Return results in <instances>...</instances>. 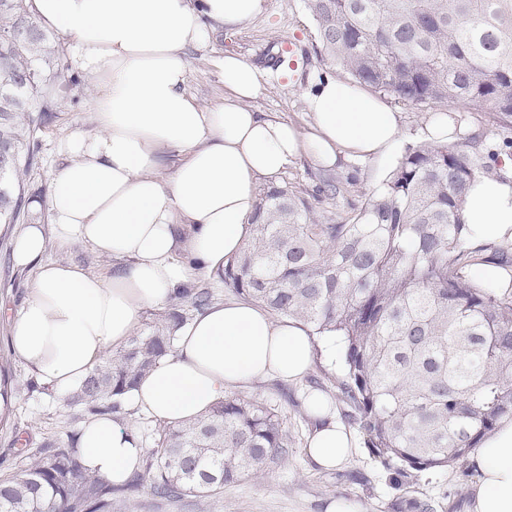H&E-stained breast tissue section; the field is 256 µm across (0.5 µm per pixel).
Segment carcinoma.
Masks as SVG:
<instances>
[{
    "mask_svg": "<svg viewBox=\"0 0 512 512\" xmlns=\"http://www.w3.org/2000/svg\"><path fill=\"white\" fill-rule=\"evenodd\" d=\"M324 53L376 93L420 108L485 107L512 117V0H305ZM27 0H0V224L26 214L22 172L54 89L77 86ZM488 170L462 146L407 147L396 168L347 218L317 213L316 193L270 186L251 237L221 281L274 318L342 343L337 398L367 436L396 488L467 457L512 418V295L472 280L463 203ZM207 288H183L145 336L107 357L65 401L99 416L119 413L140 380L175 348L188 311ZM0 362V426L12 414ZM283 421L253 399L226 396L205 415L157 429L144 471L121 485L87 468L75 448L43 444L26 468L0 477V512H120L127 496L210 497L288 457ZM393 512H435L398 498Z\"/></svg>",
    "mask_w": 512,
    "mask_h": 512,
    "instance_id": "obj_1",
    "label": "carcinoma"
}]
</instances>
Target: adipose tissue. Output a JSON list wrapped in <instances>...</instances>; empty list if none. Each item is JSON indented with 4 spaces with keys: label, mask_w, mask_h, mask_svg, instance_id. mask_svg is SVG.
Here are the masks:
<instances>
[{
    "label": "adipose tissue",
    "mask_w": 512,
    "mask_h": 512,
    "mask_svg": "<svg viewBox=\"0 0 512 512\" xmlns=\"http://www.w3.org/2000/svg\"><path fill=\"white\" fill-rule=\"evenodd\" d=\"M42 27L72 51L74 70L93 88L98 130L73 133L67 163L51 178L47 206L59 243H79L112 269L44 261L42 224L26 225L16 266H36L30 294L13 320L11 348L39 380L64 395L125 344L142 312L167 304L177 289L218 277L248 233L261 179L301 153L325 167L342 157L386 159L401 138L398 112L360 83L310 77L311 121L300 129L253 109L262 73L239 56L218 60L224 99L205 106L188 89L190 49L224 29L245 27L265 0H30ZM497 177H478L464 204L473 240L512 244V156ZM307 330L232 300L197 315L173 353L133 392L142 413L174 425L204 412L227 391L274 375L293 383L309 371ZM319 425L307 452L319 466L344 464L357 443L329 414L319 393L306 398ZM86 466L123 483L144 450L107 418L83 426ZM469 512H512V420L469 456Z\"/></svg>",
    "instance_id": "adipose-tissue-1"
}]
</instances>
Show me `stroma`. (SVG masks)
Listing matches in <instances>:
<instances>
[{"label":"stroma","mask_w":512,"mask_h":512,"mask_svg":"<svg viewBox=\"0 0 512 512\" xmlns=\"http://www.w3.org/2000/svg\"><path fill=\"white\" fill-rule=\"evenodd\" d=\"M223 54L239 55L262 71L263 90L253 101L255 108L300 127L308 120L304 88L309 75L343 74L323 53L304 0H266L265 11L245 27L218 33L208 48L189 51L188 90L202 104H216L224 96V83L213 65L214 58ZM93 112L87 82L56 94L52 117L38 133L39 160L24 177L30 193L46 195L52 176L66 163L61 143L76 131L95 132ZM459 120L468 129V150L479 155L491 175H498L499 165L491 160L488 149L495 146L512 154V118L503 120L488 110L472 109L461 112ZM397 163L393 157L383 162L350 161L326 169L304 154L275 182L310 192L321 186L323 178H335L343 186L342 194L323 198L317 211L343 217L361 207ZM22 229L19 223L0 226V356L8 359L18 391L10 422L0 427V476L23 469L45 441L69 439L86 421L77 409L48 391L10 349L11 321L36 276L35 268L4 263ZM315 346L313 367L302 380L285 388L280 379L270 377L240 391L241 396L257 399L283 419L292 440L287 459L272 465L264 478L225 486L207 499L186 495L168 501L137 494L135 512H327L328 505L341 498L354 500L361 512H391L399 492L390 485L386 470L366 443H359L353 457L331 471L317 465L305 451L316 427L305 406L308 393H321L339 422H346L348 411L336 398V378L343 369L339 341L319 339ZM473 476L468 463L460 461L417 477L407 489L412 495L437 500L439 512H463Z\"/></svg>","instance_id":"1"}]
</instances>
